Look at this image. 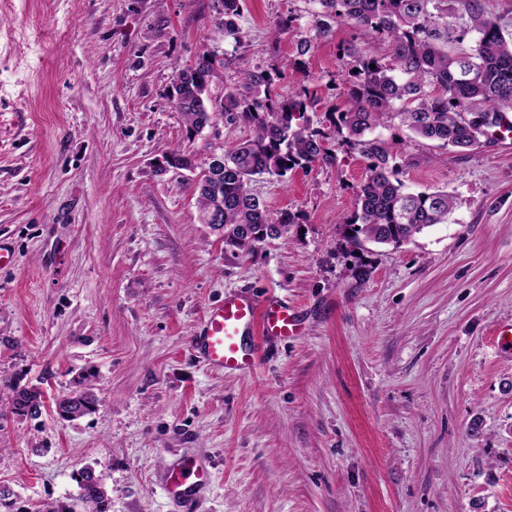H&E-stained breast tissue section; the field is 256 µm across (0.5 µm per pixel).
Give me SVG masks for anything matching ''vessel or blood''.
<instances>
[{"instance_id":"obj_1","label":"vessel or blood","mask_w":512,"mask_h":512,"mask_svg":"<svg viewBox=\"0 0 512 512\" xmlns=\"http://www.w3.org/2000/svg\"><path fill=\"white\" fill-rule=\"evenodd\" d=\"M299 316L286 301L275 296L256 298L226 295L220 303L207 307L193 338V348L210 368L249 375L259 363L257 348L246 337L261 327L267 337L288 339L297 332ZM210 482L205 464L182 457L169 464L161 489L168 498L194 512L199 492Z\"/></svg>"}]
</instances>
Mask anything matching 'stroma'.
I'll list each match as a JSON object with an SVG mask.
<instances>
[{
	"mask_svg": "<svg viewBox=\"0 0 512 512\" xmlns=\"http://www.w3.org/2000/svg\"><path fill=\"white\" fill-rule=\"evenodd\" d=\"M211 0H0V382L41 393V413L0 404V486L13 512L72 507L76 476L102 480L109 512H182L166 465L206 462L198 512H512V138L461 151L380 129L414 191L445 190L447 223L400 248L354 246L344 225L368 174L344 145L329 168L263 174L253 192L299 220L252 252L198 219L202 157L249 136L217 124L190 136L170 98L178 68L210 51L217 87L280 69L276 90L343 103L336 26L302 69L308 0H244L240 42ZM293 34L271 38L282 16ZM272 294L301 335L260 332L256 373L193 352L206 308ZM94 371L97 410L55 403Z\"/></svg>",
	"mask_w": 512,
	"mask_h": 512,
	"instance_id": "1",
	"label": "stroma"
}]
</instances>
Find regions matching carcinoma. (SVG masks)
<instances>
[{"instance_id":"carcinoma-1","label":"carcinoma","mask_w":512,"mask_h":512,"mask_svg":"<svg viewBox=\"0 0 512 512\" xmlns=\"http://www.w3.org/2000/svg\"><path fill=\"white\" fill-rule=\"evenodd\" d=\"M316 5L313 23L296 32L297 58L312 44L331 35L333 25H352L365 41L352 40L339 48L347 67L348 89L340 106L325 110L326 124L314 127L305 119L318 111L319 100L307 88L281 97L268 70L247 69L238 82L212 93L211 83L224 62L205 51L196 62L178 70L172 102L187 133L197 136L221 121L247 125L252 134L221 158L211 155L195 164L178 151L163 156L167 166L196 172L195 189L202 223L211 211L224 243L253 250L269 239L288 234L299 216L273 212L250 189L255 177L285 175L291 168L333 167L337 147L359 150L367 160L368 176L356 191L353 215L344 220L356 245L374 243L400 247L436 224L448 223L454 198L445 191L409 192L398 170L389 166L391 147L373 135L395 122L414 136L466 149L485 135V118L501 125L512 112V33L489 12L484 0H309ZM241 0H214V27L240 42L237 19ZM468 18L473 34L469 48L448 52V44L463 40L449 18ZM96 375L78 376L75 390L57 403L58 415L84 416L96 411L92 391ZM40 392L15 389L12 409L27 415L39 403ZM83 512H108V495L91 470L78 473Z\"/></svg>"}]
</instances>
